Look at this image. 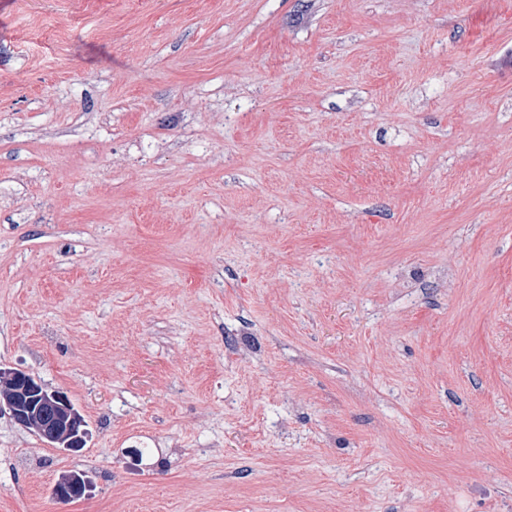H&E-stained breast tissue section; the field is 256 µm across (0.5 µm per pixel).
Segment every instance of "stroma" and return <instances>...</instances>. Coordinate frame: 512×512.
Instances as JSON below:
<instances>
[{
  "label": "stroma",
  "instance_id": "35a3bbf8",
  "mask_svg": "<svg viewBox=\"0 0 512 512\" xmlns=\"http://www.w3.org/2000/svg\"><path fill=\"white\" fill-rule=\"evenodd\" d=\"M1 366L0 512H512V0H0ZM0 398L19 426L35 430L66 450L79 448V452L85 447L84 421L63 392L49 390L20 370L0 368Z\"/></svg>",
  "mask_w": 512,
  "mask_h": 512
}]
</instances>
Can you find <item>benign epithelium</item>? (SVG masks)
Masks as SVG:
<instances>
[{
  "label": "benign epithelium",
  "instance_id": "7a95c632",
  "mask_svg": "<svg viewBox=\"0 0 512 512\" xmlns=\"http://www.w3.org/2000/svg\"><path fill=\"white\" fill-rule=\"evenodd\" d=\"M0 398L19 426L35 430L61 448L74 451L82 447L84 421L63 392L48 389L20 370L0 368Z\"/></svg>",
  "mask_w": 512,
  "mask_h": 512
}]
</instances>
